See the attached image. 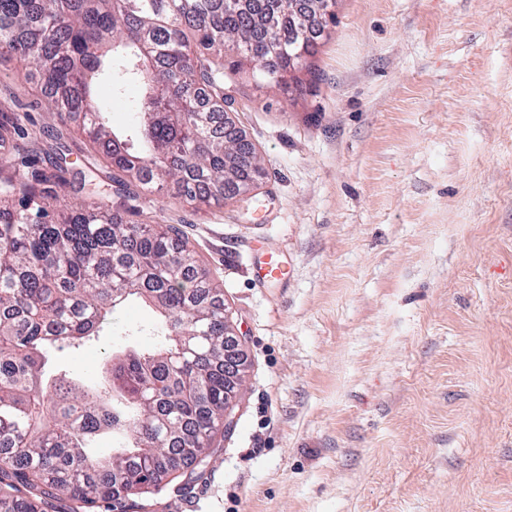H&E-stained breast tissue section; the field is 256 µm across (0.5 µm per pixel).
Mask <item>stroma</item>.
<instances>
[{"label": "stroma", "mask_w": 512, "mask_h": 512, "mask_svg": "<svg viewBox=\"0 0 512 512\" xmlns=\"http://www.w3.org/2000/svg\"><path fill=\"white\" fill-rule=\"evenodd\" d=\"M318 90L237 75L236 121L265 170L247 198L196 209L166 188L58 208L172 224L213 279L250 363L190 489L146 512H512V0H336ZM21 156L109 179L112 161L0 58V127ZM276 256L287 281H259ZM133 303L53 363L93 384L151 346Z\"/></svg>", "instance_id": "35a3bbf8"}]
</instances>
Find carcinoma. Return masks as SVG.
Instances as JSON below:
<instances>
[{
    "label": "carcinoma",
    "mask_w": 512,
    "mask_h": 512,
    "mask_svg": "<svg viewBox=\"0 0 512 512\" xmlns=\"http://www.w3.org/2000/svg\"><path fill=\"white\" fill-rule=\"evenodd\" d=\"M289 0H0V54L32 65L45 103L83 114L89 137L122 172L112 194L176 186L201 207L255 186L258 156L236 154L224 126V81L241 61L280 84L293 68ZM106 75L119 93L141 89L133 134L116 132L92 96ZM0 512H75L122 504L161 490L193 463L208 464L224 423V288L200 266L175 227L116 224L98 208L51 216L45 200L70 185L65 156L41 168L14 163L18 145L0 139ZM133 299L160 314L150 350L103 364L87 389L51 373L54 350L101 335L114 309ZM110 433L111 451L96 449Z\"/></svg>",
    "instance_id": "carcinoma-1"
}]
</instances>
